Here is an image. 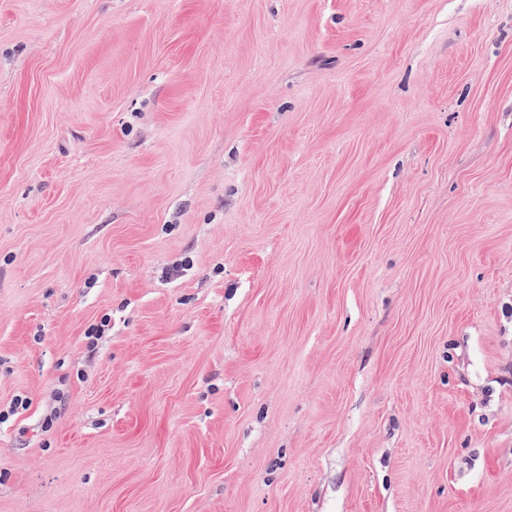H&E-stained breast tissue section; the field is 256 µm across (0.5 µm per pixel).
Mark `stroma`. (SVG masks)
Returning a JSON list of instances; mask_svg holds the SVG:
<instances>
[{"label": "stroma", "mask_w": 512, "mask_h": 512, "mask_svg": "<svg viewBox=\"0 0 512 512\" xmlns=\"http://www.w3.org/2000/svg\"><path fill=\"white\" fill-rule=\"evenodd\" d=\"M0 512H512V0H0Z\"/></svg>", "instance_id": "stroma-1"}]
</instances>
